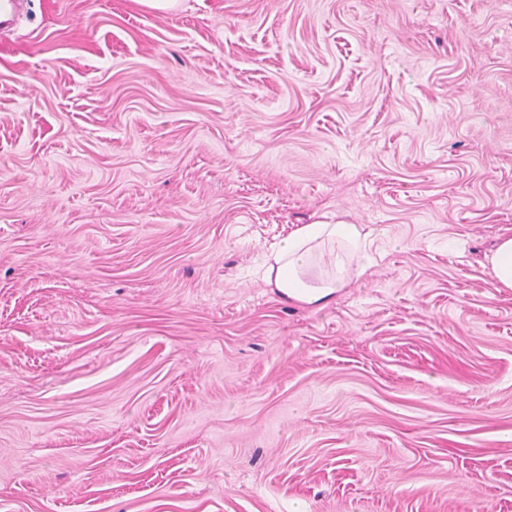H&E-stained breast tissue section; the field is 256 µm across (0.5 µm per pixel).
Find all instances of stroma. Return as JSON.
Returning a JSON list of instances; mask_svg holds the SVG:
<instances>
[{
    "instance_id": "35a3bbf8",
    "label": "stroma",
    "mask_w": 512,
    "mask_h": 512,
    "mask_svg": "<svg viewBox=\"0 0 512 512\" xmlns=\"http://www.w3.org/2000/svg\"><path fill=\"white\" fill-rule=\"evenodd\" d=\"M364 225L326 309L262 278ZM512 0H28L0 37V512H512ZM363 231V226L342 222L303 224L264 254V277L288 302L328 307L370 273L373 260L365 251L369 233ZM336 243L358 257L354 267L340 263L328 271L315 260L323 247ZM495 287L512 289V236L501 237L495 250L487 257Z\"/></svg>"
}]
</instances>
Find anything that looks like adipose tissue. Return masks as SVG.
I'll list each match as a JSON object with an SVG mask.
<instances>
[{"label": "adipose tissue", "mask_w": 512, "mask_h": 512, "mask_svg": "<svg viewBox=\"0 0 512 512\" xmlns=\"http://www.w3.org/2000/svg\"><path fill=\"white\" fill-rule=\"evenodd\" d=\"M367 242L357 224L301 225L264 254V277L286 301L328 307L368 274L373 261Z\"/></svg>", "instance_id": "adipose-tissue-1"}]
</instances>
